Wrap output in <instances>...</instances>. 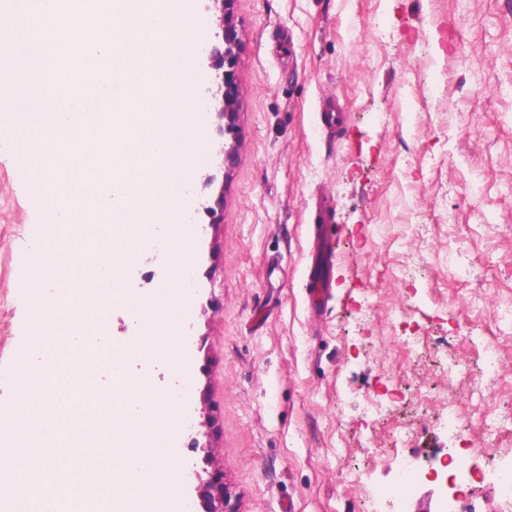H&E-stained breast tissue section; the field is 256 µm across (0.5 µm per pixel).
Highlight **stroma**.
<instances>
[{"mask_svg":"<svg viewBox=\"0 0 512 512\" xmlns=\"http://www.w3.org/2000/svg\"><path fill=\"white\" fill-rule=\"evenodd\" d=\"M232 12L239 147L223 190L205 188L216 140L203 124L182 189L193 284L173 346L151 360L158 393L188 388L166 405L190 428L171 440L161 479L203 512V453L191 444L207 441L235 512H362L366 493L395 479L384 451L399 432L402 453L429 471L412 508L437 512L430 472L449 455L468 452L480 470L512 462V441L492 444L471 425L469 380L440 367L447 357L476 371L477 339L512 304V0H233ZM441 69L445 84L430 89ZM326 96L346 114L336 134L318 121ZM28 188L0 154V406L14 400L13 371L36 358L26 249L47 226ZM319 192L336 209L339 261L316 322L304 277ZM156 238L129 267L131 298L171 279ZM405 266L413 275L398 280ZM144 326L116 306L89 342L127 344ZM384 393L387 411H368ZM447 401L468 421L461 437L439 424ZM357 466L365 481L352 478Z\"/></svg>","mask_w":512,"mask_h":512,"instance_id":"35a3bbf8","label":"stroma"}]
</instances>
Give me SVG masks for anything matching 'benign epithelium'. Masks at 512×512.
<instances>
[{
  "instance_id": "benign-epithelium-1",
  "label": "benign epithelium",
  "mask_w": 512,
  "mask_h": 512,
  "mask_svg": "<svg viewBox=\"0 0 512 512\" xmlns=\"http://www.w3.org/2000/svg\"><path fill=\"white\" fill-rule=\"evenodd\" d=\"M205 10L212 13L215 31L209 38L207 68L209 79L201 96L203 108L215 113L218 122L214 125L216 137L235 124L238 103V48L239 34L231 23L233 0H203ZM207 478L200 479V493L204 512H231L224 500L223 472L214 469L205 471Z\"/></svg>"
}]
</instances>
